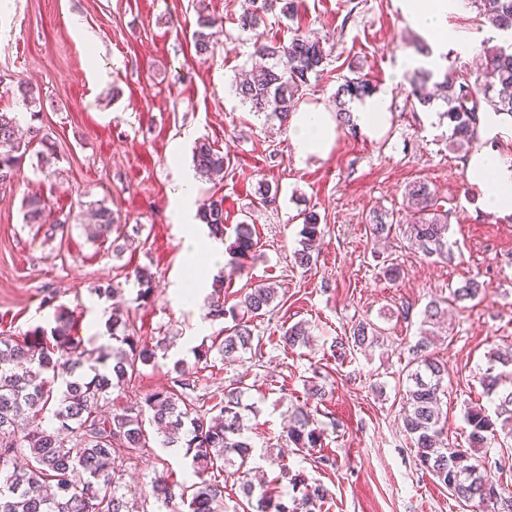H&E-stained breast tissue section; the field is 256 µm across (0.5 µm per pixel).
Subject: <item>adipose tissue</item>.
<instances>
[{
  "mask_svg": "<svg viewBox=\"0 0 512 512\" xmlns=\"http://www.w3.org/2000/svg\"><path fill=\"white\" fill-rule=\"evenodd\" d=\"M463 0H401V10L409 28L440 50L460 45L458 34L448 25L449 13L461 8ZM388 99L373 94L353 105L352 122L365 135L377 137L388 128L391 114ZM338 122L321 108L309 106L292 114L288 135L297 160L324 157L335 139ZM512 136V116L482 113L478 140L469 153L465 180L478 191L486 211L512 217V160L494 148V138Z\"/></svg>",
  "mask_w": 512,
  "mask_h": 512,
  "instance_id": "adipose-tissue-1",
  "label": "adipose tissue"
}]
</instances>
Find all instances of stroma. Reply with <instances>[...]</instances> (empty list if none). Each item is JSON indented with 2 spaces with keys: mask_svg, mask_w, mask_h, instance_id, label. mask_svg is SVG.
I'll return each mask as SVG.
<instances>
[{
  "mask_svg": "<svg viewBox=\"0 0 512 512\" xmlns=\"http://www.w3.org/2000/svg\"><path fill=\"white\" fill-rule=\"evenodd\" d=\"M296 21L279 8L257 32L266 41H288L294 28L319 39L331 56L311 79L302 105L335 111L334 94L351 68L388 95L389 128L375 138L339 127L326 157L298 161L286 132L266 126L233 91L236 76L256 61L238 18L244 0H0V110H17L19 82L41 101L23 126H41L56 154L43 161L28 153L19 181L0 189V334L24 335L50 327L56 306L76 310L78 329L90 345L106 335L113 303H120L141 344L167 348L143 367L129 388L113 390L105 405L119 411L130 401L171 386L176 361L194 366V347L217 335L204 302L181 299V242L186 225L174 218L172 197L180 167H192V141L207 139L227 159L223 179L199 178L198 200L224 201V246L236 224L256 228L258 245L233 271L232 253L220 267L198 259L207 284L224 282V301L234 305L257 284L277 289V307L261 319V359L227 362L212 355L199 374L200 392H220L244 378L250 384L247 435L252 461L268 476L281 468L325 485L328 512H479L459 506L435 477L419 466L401 420L403 368L419 332L420 313L463 279L484 281L482 299L453 307L439 329L433 352L448 364V434L465 441L464 412L483 402L478 382L490 352L512 343V221L482 210L464 178L465 153L448 146L445 105L411 106L402 60L432 67L435 80L451 68L477 78L482 45L494 32L475 7L450 14L448 24L463 49L441 53L432 64L422 39L410 35L398 0H297ZM224 21L213 52L197 54L192 40L199 13ZM180 166H173V153ZM423 180L448 212L453 263L425 260L406 239L375 243L366 221L389 211L405 220L406 188ZM277 189L275 205L259 203L258 188ZM37 194L64 226L55 236L23 221L22 200ZM112 209L130 239L123 253L89 239L91 208ZM318 213L323 229L310 270L296 267L305 210ZM398 280L383 276L389 263ZM138 266L153 275L149 301L136 298L127 274ZM112 285L117 299L99 295ZM54 295L53 306L43 298ZM411 304L409 317L398 314ZM383 328L379 344L338 359L330 346L359 320ZM304 323L311 344L287 349L275 343L281 327ZM317 377L326 393L311 405L322 431L320 452L335 460L323 468L316 453L295 448L283 432L289 414L306 403L307 382ZM133 457L117 458L129 490L146 488L155 474L184 479L190 467L181 451L165 448L156 433Z\"/></svg>",
  "mask_w": 512,
  "mask_h": 512,
  "instance_id": "1",
  "label": "stroma"
}]
</instances>
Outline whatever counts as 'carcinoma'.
Returning <instances> with one entry per match:
<instances>
[{"mask_svg":"<svg viewBox=\"0 0 512 512\" xmlns=\"http://www.w3.org/2000/svg\"><path fill=\"white\" fill-rule=\"evenodd\" d=\"M274 0H248L239 22L243 31H253L262 22L261 14ZM483 23L498 31L503 44L483 49L489 80L470 81L449 70L440 82L433 73L420 69L409 77L408 97L425 107L436 97L447 104L444 115L451 130L450 145L459 149L473 145L478 137L480 113L490 108L512 116V0H471ZM221 24L200 13L198 29L193 33L196 52L212 49ZM254 53L268 64L251 70L235 93L256 115L278 120L288 129L289 118L298 108L310 78L324 71L330 52L320 41L309 39L295 29L290 41L255 42ZM374 92V86L362 75L344 80L335 92L336 116L342 126H352L348 103ZM39 154L54 155L49 135L37 127L29 128V137L18 136L15 112H0V186L17 179L22 159L35 147ZM193 161L196 171L208 178L224 176V154L211 144L197 142ZM414 222L398 225L386 213L368 218L369 233L389 237L399 229L423 257L432 262L450 261L454 252L448 245V211L425 181L414 183L403 200ZM199 220L209 226L210 234L224 239V200L210 198L198 208ZM27 224L47 227L51 236L61 222L52 218L48 205L38 196L24 202ZM92 239H106L116 227L112 209L104 205L95 212ZM231 245L236 260L256 248L255 227L237 224ZM322 231L319 215L303 213L299 248L294 262L306 269L317 258V242ZM137 299L145 301L153 292V277L145 267L134 269ZM485 294L484 284L465 280L449 289L448 302L475 301ZM276 291L260 284L245 293L228 308L224 289L212 290L207 316L213 321L231 319L211 344L195 348V365L208 368L212 351L230 362L243 353L261 352V341L254 335V320L273 311ZM448 308L432 300L422 313L420 336L411 346V358L405 366L402 422L414 445L419 465L448 489L462 506L476 502L482 512H496L493 506L512 493L501 486L496 474L504 468L502 460H490L485 450L488 436L501 421L505 437H512V345L491 352L488 366L480 373L479 383L494 414L476 404L467 408L469 448L483 455L470 454L449 441L447 414L441 407L448 394V367L430 351L431 328L440 324ZM54 326H41L20 338L0 336V512H126L123 473L115 466L118 455L132 456L146 447L145 421L156 424L163 433L165 448H182L190 459L193 480L172 481L162 474L154 478L147 496L168 512H221L224 481L221 476L230 466L236 468L244 512H324L330 492L321 483L308 481L298 471L281 470L280 475L255 485L249 479L252 445L246 436L243 411L245 382L235 380L224 386V393L207 398L196 395L197 372L180 360L175 362L177 377L167 388L156 390L130 402L121 412L104 415L103 404L112 390L125 388L140 374L139 366L156 363L157 352L140 341L127 324L122 309L115 307L108 322L112 345L89 352L84 338L75 331L74 311L58 306ZM382 336L374 323L358 322L349 336L335 339L333 347L342 350L349 344L359 349L376 344ZM279 342L290 349L309 343V331L301 323L282 328ZM207 408H202L203 404ZM288 440L299 449L320 446L321 430L307 406H301L285 426ZM288 480L294 492L288 496L282 481Z\"/></svg>","mask_w":512,"mask_h":512,"instance_id":"1","label":"carcinoma"}]
</instances>
